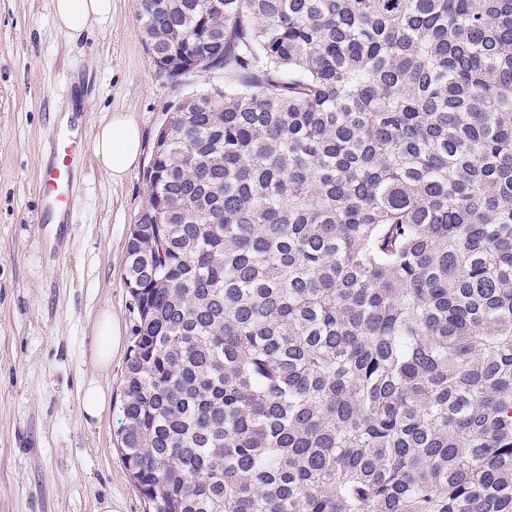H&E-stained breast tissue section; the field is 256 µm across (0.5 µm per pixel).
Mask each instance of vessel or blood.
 <instances>
[{
	"instance_id": "b4317fda",
	"label": "vessel or blood",
	"mask_w": 512,
	"mask_h": 512,
	"mask_svg": "<svg viewBox=\"0 0 512 512\" xmlns=\"http://www.w3.org/2000/svg\"><path fill=\"white\" fill-rule=\"evenodd\" d=\"M81 152L74 140L60 136L50 148V156L40 176V193L43 214L41 223H50L53 217H61L68 212L72 195L74 167Z\"/></svg>"
}]
</instances>
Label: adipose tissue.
<instances>
[{
    "mask_svg": "<svg viewBox=\"0 0 512 512\" xmlns=\"http://www.w3.org/2000/svg\"><path fill=\"white\" fill-rule=\"evenodd\" d=\"M54 12L62 30L80 32L91 22L110 20L112 0H54ZM141 146L138 125L127 113L115 112L97 127L93 155L97 164L118 182L137 165ZM121 334V326L111 309H103L96 320L91 344L92 360L98 367L111 366L112 353L121 344Z\"/></svg>",
    "mask_w": 512,
    "mask_h": 512,
    "instance_id": "adipose-tissue-1",
    "label": "adipose tissue"
}]
</instances>
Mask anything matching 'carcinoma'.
<instances>
[{"label": "carcinoma", "instance_id": "obj_1", "mask_svg": "<svg viewBox=\"0 0 512 512\" xmlns=\"http://www.w3.org/2000/svg\"><path fill=\"white\" fill-rule=\"evenodd\" d=\"M127 243L154 512H512V0H141Z\"/></svg>", "mask_w": 512, "mask_h": 512}]
</instances>
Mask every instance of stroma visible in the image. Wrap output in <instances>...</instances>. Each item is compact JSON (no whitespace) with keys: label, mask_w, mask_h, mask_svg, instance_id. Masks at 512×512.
Here are the masks:
<instances>
[{"label":"stroma","mask_w":512,"mask_h":512,"mask_svg":"<svg viewBox=\"0 0 512 512\" xmlns=\"http://www.w3.org/2000/svg\"><path fill=\"white\" fill-rule=\"evenodd\" d=\"M140 0L70 36L53 0H0V512H146L118 450L127 349L109 368L90 357L100 309L132 336L126 244L147 203L144 172L168 109L224 84L196 73L173 83L155 69ZM71 120H64V113ZM129 113L141 163L115 182L93 157L95 128ZM80 142L66 227L40 225L39 176L59 134ZM112 394L102 420L80 411L85 382Z\"/></svg>","instance_id":"35a3bbf8"}]
</instances>
